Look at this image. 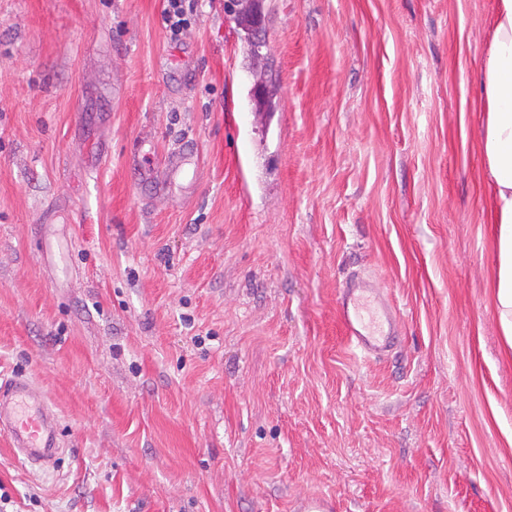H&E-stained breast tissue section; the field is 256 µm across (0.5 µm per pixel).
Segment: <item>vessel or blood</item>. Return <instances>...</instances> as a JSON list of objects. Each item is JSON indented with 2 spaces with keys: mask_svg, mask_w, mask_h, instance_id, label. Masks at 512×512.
Masks as SVG:
<instances>
[{
  "mask_svg": "<svg viewBox=\"0 0 512 512\" xmlns=\"http://www.w3.org/2000/svg\"><path fill=\"white\" fill-rule=\"evenodd\" d=\"M338 313L355 355L383 359L397 348L401 318L376 278L347 281L339 290ZM46 406L27 379L14 377L0 385V430L7 432L12 448L30 461L50 460L58 452L57 425Z\"/></svg>",
  "mask_w": 512,
  "mask_h": 512,
  "instance_id": "b4317fda",
  "label": "vessel or blood"
}]
</instances>
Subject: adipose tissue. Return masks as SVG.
<instances>
[{"mask_svg": "<svg viewBox=\"0 0 512 512\" xmlns=\"http://www.w3.org/2000/svg\"><path fill=\"white\" fill-rule=\"evenodd\" d=\"M492 37L477 74L483 112L482 153L497 261L492 301L512 344V0H494Z\"/></svg>", "mask_w": 512, "mask_h": 512, "instance_id": "adipose-tissue-1", "label": "adipose tissue"}]
</instances>
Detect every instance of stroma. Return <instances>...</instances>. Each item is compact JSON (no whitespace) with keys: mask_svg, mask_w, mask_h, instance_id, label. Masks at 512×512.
<instances>
[{"mask_svg":"<svg viewBox=\"0 0 512 512\" xmlns=\"http://www.w3.org/2000/svg\"><path fill=\"white\" fill-rule=\"evenodd\" d=\"M224 2L173 42L164 0H0V383L32 382L60 448L0 432V512H512L494 0H263L258 61ZM134 149L198 168L161 197ZM353 273L400 313L388 358L346 344ZM492 37L477 74L483 112L482 153L497 261L492 301L512 346V0H494Z\"/></svg>","mask_w":512,"mask_h":512,"instance_id":"1","label":"stroma"}]
</instances>
